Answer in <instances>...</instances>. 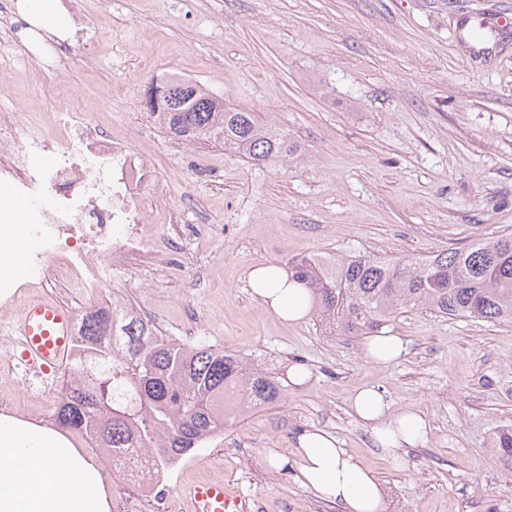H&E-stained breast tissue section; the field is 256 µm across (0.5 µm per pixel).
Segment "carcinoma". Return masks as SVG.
I'll return each instance as SVG.
<instances>
[{"label":"carcinoma","mask_w":512,"mask_h":512,"mask_svg":"<svg viewBox=\"0 0 512 512\" xmlns=\"http://www.w3.org/2000/svg\"><path fill=\"white\" fill-rule=\"evenodd\" d=\"M149 108L177 141L213 142L256 165L291 163L302 146L275 121L224 102L202 84L163 78ZM288 270L308 288L311 312L329 336L375 333L400 314L423 307L440 317L512 323V237L480 239L464 249L397 259L297 255ZM79 339L91 373L69 390L59 424L126 448L130 436L149 448L164 439L156 466L190 458L204 438L221 433L254 407L282 400L274 376L237 355L165 340L124 311L86 317ZM243 393L216 409L233 387ZM495 448L512 461V428Z\"/></svg>","instance_id":"carcinoma-1"}]
</instances>
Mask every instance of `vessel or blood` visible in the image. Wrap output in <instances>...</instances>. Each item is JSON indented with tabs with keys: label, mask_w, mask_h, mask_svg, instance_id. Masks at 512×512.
<instances>
[{
	"label": "vessel or blood",
	"mask_w": 512,
	"mask_h": 512,
	"mask_svg": "<svg viewBox=\"0 0 512 512\" xmlns=\"http://www.w3.org/2000/svg\"><path fill=\"white\" fill-rule=\"evenodd\" d=\"M72 328L70 308L44 296L30 298L14 327L20 338L19 358L42 373L57 372L69 356ZM180 492L191 512H252L249 499L230 483L195 482L182 486Z\"/></svg>",
	"instance_id": "obj_1"
}]
</instances>
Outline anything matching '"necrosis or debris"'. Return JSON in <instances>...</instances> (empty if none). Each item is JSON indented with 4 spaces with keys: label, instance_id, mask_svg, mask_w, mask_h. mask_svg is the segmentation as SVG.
<instances>
[{
    "label": "necrosis or debris",
    "instance_id": "1",
    "mask_svg": "<svg viewBox=\"0 0 512 512\" xmlns=\"http://www.w3.org/2000/svg\"><path fill=\"white\" fill-rule=\"evenodd\" d=\"M60 3L80 41L43 37L31 23L25 39L0 37V60L46 70L75 56L91 61L99 29L85 0ZM139 135V129L113 130L90 113L72 111L64 94L49 123L42 113L0 104V186L22 204L18 214L27 242L18 265L0 270V414L57 432L90 461L109 512H176L150 475L153 457L136 449L116 458L94 435L58 426L56 406L82 378V356L72 353L69 364L49 376L23 370L15 361L18 339L7 327L39 290L79 319L120 307L107 293L113 274L159 247L144 207L159 194V174L149 156L135 151Z\"/></svg>",
    "mask_w": 512,
    "mask_h": 512
}]
</instances>
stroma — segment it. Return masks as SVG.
<instances>
[{
    "label": "stroma",
    "mask_w": 512,
    "mask_h": 512,
    "mask_svg": "<svg viewBox=\"0 0 512 512\" xmlns=\"http://www.w3.org/2000/svg\"><path fill=\"white\" fill-rule=\"evenodd\" d=\"M103 33L92 64L0 66V100L52 114L57 89L109 126L146 122L144 88L176 73L243 108L275 113L306 148L299 164L256 166L223 147L151 127L135 143L158 165L161 196L185 224L222 232L135 261L118 293L159 319L162 336L242 357L284 398L242 415L224 445L168 483L232 482L257 512H340L294 478V443L325 429L379 478L386 512H512V465L494 446L512 424V324L422 308L390 333L392 366L362 337L281 321L248 271L296 255L427 257L512 235V0H87ZM44 96L31 99L32 86ZM303 366L304 385L288 382ZM361 386L428 417L425 443L392 461L349 409ZM278 449L287 463L271 465ZM364 357L375 365L394 364L408 352V342L391 333L368 336L362 344Z\"/></svg>",
    "instance_id": "obj_1"
}]
</instances>
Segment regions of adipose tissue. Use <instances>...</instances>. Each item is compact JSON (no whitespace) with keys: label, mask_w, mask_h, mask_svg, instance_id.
Masks as SVG:
<instances>
[{"label":"adipose tissue","mask_w":512,"mask_h":512,"mask_svg":"<svg viewBox=\"0 0 512 512\" xmlns=\"http://www.w3.org/2000/svg\"><path fill=\"white\" fill-rule=\"evenodd\" d=\"M253 295L275 317L303 319L309 310L307 288L282 265H262L247 274ZM353 415L376 446L391 458L422 445L429 422L421 411H393L377 389L363 386L350 397ZM296 478L342 512H384L375 474L331 433L310 428L295 445ZM94 477L85 463L52 439L0 422V512H98Z\"/></svg>","instance_id":"1"}]
</instances>
